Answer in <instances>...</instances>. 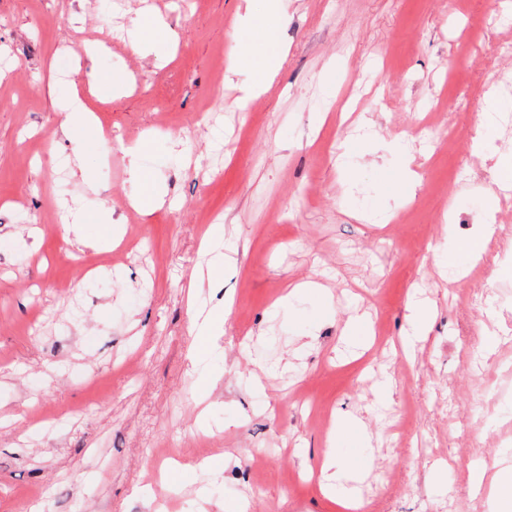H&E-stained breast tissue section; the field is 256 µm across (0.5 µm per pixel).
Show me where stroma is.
Returning <instances> with one entry per match:
<instances>
[{
	"label": "stroma",
	"instance_id": "35a3bbf8",
	"mask_svg": "<svg viewBox=\"0 0 512 512\" xmlns=\"http://www.w3.org/2000/svg\"><path fill=\"white\" fill-rule=\"evenodd\" d=\"M280 9L285 56L241 107L253 73L234 34L262 0H0V512H341L344 496L363 512H493L468 470L512 460V222L468 275L436 257L474 235L502 186L492 158L512 156V130L477 122L512 76L497 24L512 0ZM151 16L169 33L141 58L129 41ZM72 90L113 145L87 154L88 186L60 131ZM360 128L379 157L400 148L412 199L346 152ZM140 142L165 199L149 216L123 152ZM104 206L111 245L93 226L67 240L71 210ZM214 224L234 262L197 283ZM300 282L322 291L278 307ZM416 290L432 320L407 355ZM193 292L228 314L207 344ZM197 354L216 375L204 420ZM346 418L363 441L335 435ZM331 451L356 481L321 484Z\"/></svg>",
	"mask_w": 512,
	"mask_h": 512
}]
</instances>
